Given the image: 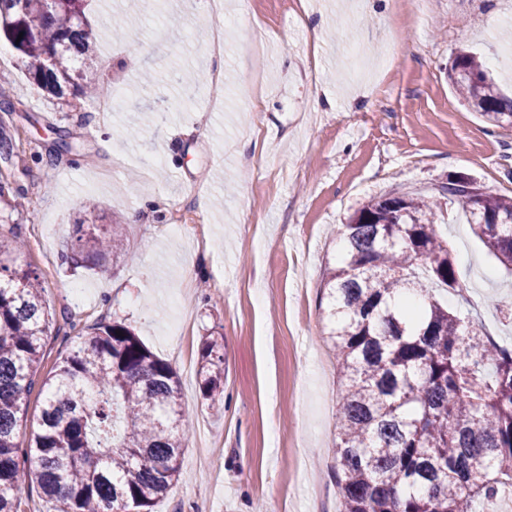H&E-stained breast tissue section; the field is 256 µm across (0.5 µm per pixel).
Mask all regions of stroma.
Returning <instances> with one entry per match:
<instances>
[{
  "label": "stroma",
  "mask_w": 512,
  "mask_h": 512,
  "mask_svg": "<svg viewBox=\"0 0 512 512\" xmlns=\"http://www.w3.org/2000/svg\"><path fill=\"white\" fill-rule=\"evenodd\" d=\"M407 0H89L99 65L112 88L81 111L32 84L7 41L0 112L15 155L0 182L24 209L0 203V235L23 238L22 268L46 284L52 315L41 371L88 329L128 326L181 384V476L153 512H339L335 443L341 385L328 355L323 281L336 231L368 202L398 193L441 200L448 179L512 196V126H495L458 96L448 69L480 56L512 92V0H431L415 21ZM133 19L127 35L115 22ZM323 20L321 40L310 22ZM224 22V49L208 34ZM224 73L184 88L171 70ZM71 152L46 158L59 135ZM266 144L256 153L255 141ZM95 199V223L119 219L126 240L109 277L66 254ZM439 231L465 284L474 327L512 345L507 273L464 214ZM224 346V397L205 400L202 343Z\"/></svg>",
  "instance_id": "obj_1"
}]
</instances>
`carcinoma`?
Wrapping results in <instances>:
<instances>
[{"label":"carcinoma","instance_id":"1","mask_svg":"<svg viewBox=\"0 0 512 512\" xmlns=\"http://www.w3.org/2000/svg\"><path fill=\"white\" fill-rule=\"evenodd\" d=\"M87 0H0V35L28 79L78 101L98 64ZM449 78L496 125H512L503 94L476 57L458 53ZM443 187L472 232L512 273V197ZM435 203L391 195L337 230L338 265L325 288L343 392L336 481L341 512H474L512 486V349L475 331L435 295L459 292ZM124 250L120 225L84 232L72 260L108 270ZM24 243L0 237V512L32 485L58 512H152L179 476L185 413L179 379L123 323L100 322L37 379L51 319L40 277L20 268ZM204 344L203 395L221 401L224 355ZM36 429L18 441L33 390Z\"/></svg>","mask_w":512,"mask_h":512}]
</instances>
